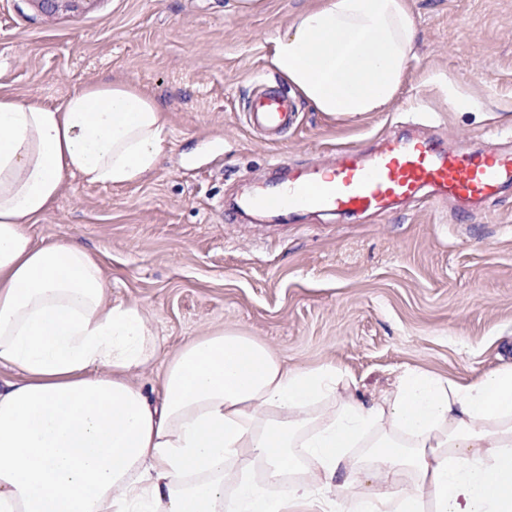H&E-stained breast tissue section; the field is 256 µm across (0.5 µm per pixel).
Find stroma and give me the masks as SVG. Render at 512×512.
<instances>
[{
    "instance_id": "1",
    "label": "stroma",
    "mask_w": 512,
    "mask_h": 512,
    "mask_svg": "<svg viewBox=\"0 0 512 512\" xmlns=\"http://www.w3.org/2000/svg\"><path fill=\"white\" fill-rule=\"evenodd\" d=\"M317 0H91L42 14L0 0V91L60 103L120 76L168 110L156 170L124 186L68 179L30 225L35 241L98 255L112 303L138 308L160 351L132 380L155 387L193 338L235 332L289 366H335L352 394L379 400L405 370L462 382L512 364V189L471 210L426 197L383 215L307 213L238 220L242 195L279 160L324 165L407 122L473 149L512 153V0H404L417 39L382 111H315L268 62L269 37ZM288 94L297 117L274 140L253 96Z\"/></svg>"
}]
</instances>
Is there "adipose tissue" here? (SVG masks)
I'll return each instance as SVG.
<instances>
[{
    "label": "adipose tissue",
    "instance_id": "adipose-tissue-1",
    "mask_svg": "<svg viewBox=\"0 0 512 512\" xmlns=\"http://www.w3.org/2000/svg\"><path fill=\"white\" fill-rule=\"evenodd\" d=\"M403 0H320L269 39L316 110L381 111L411 59ZM166 108L114 77L48 106L0 93V512H512V366L470 382L400 376L348 397L336 367H289L247 337L186 342L155 396L130 375L159 343L112 304L101 262L28 231L67 179L155 170ZM318 472L267 495L247 471Z\"/></svg>",
    "mask_w": 512,
    "mask_h": 512
}]
</instances>
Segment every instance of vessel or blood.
Returning <instances> with one entry per match:
<instances>
[{"mask_svg":"<svg viewBox=\"0 0 512 512\" xmlns=\"http://www.w3.org/2000/svg\"><path fill=\"white\" fill-rule=\"evenodd\" d=\"M251 125L274 136L292 121L294 107L281 94L263 92L249 107ZM512 185V161L496 144L467 151L433 135L385 137L371 151L338 150L328 167L284 169L272 189L250 197L247 207L285 220L299 211L358 215L385 213L425 194L461 205L489 201Z\"/></svg>","mask_w":512,"mask_h":512,"instance_id":"obj_1","label":"vessel or blood"}]
</instances>
